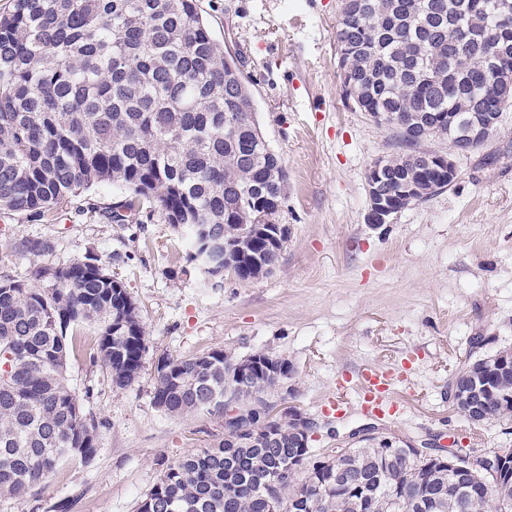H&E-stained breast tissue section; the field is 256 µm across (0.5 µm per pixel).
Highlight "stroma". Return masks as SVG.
Segmentation results:
<instances>
[{
	"label": "stroma",
	"mask_w": 512,
	"mask_h": 512,
	"mask_svg": "<svg viewBox=\"0 0 512 512\" xmlns=\"http://www.w3.org/2000/svg\"><path fill=\"white\" fill-rule=\"evenodd\" d=\"M199 5L243 60L256 119L283 159L288 239L269 274L217 285L188 260L180 227L158 216L105 220L101 209L122 196L107 184L47 220L0 214V275L39 288L38 269L97 259L136 302L146 345L139 378L118 388L93 360L95 328H81L67 379L99 424V452L24 496L0 497V512H136L167 465L224 438L222 417H173L153 401L161 358L213 350L286 359L288 400L320 422L321 455L364 422L419 441L456 437L481 453L512 448V420L472 424L448 396L473 337H486L489 353L512 348V108L481 147L456 157L445 191L374 229L367 173L395 140L341 96L340 0ZM368 367L395 375L387 413L361 406Z\"/></svg>",
	"instance_id": "obj_1"
}]
</instances>
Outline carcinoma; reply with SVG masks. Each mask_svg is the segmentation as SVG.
<instances>
[{"label": "carcinoma", "instance_id": "carcinoma-1", "mask_svg": "<svg viewBox=\"0 0 512 512\" xmlns=\"http://www.w3.org/2000/svg\"><path fill=\"white\" fill-rule=\"evenodd\" d=\"M501 0H340L336 53L341 90L355 110L388 118L398 149L380 157L384 192L397 208L451 185L419 157L408 130L448 140V126L470 112L512 106V23ZM288 173L255 119L241 61L213 38L197 0H12L0 17V211L49 217L69 196L99 184L123 190L115 222L149 205L185 228L197 260L215 237L232 241L235 273L270 272L286 239L281 184ZM224 279V250L202 264ZM33 288L0 276V495L21 497L73 461L98 453V424L66 379L74 327H95L94 359L112 384L140 374L145 351L139 313L106 267L76 261L38 272ZM237 360L222 350L162 359L155 405L170 415L224 414V384ZM477 391L485 421L512 417V351L470 363L451 383ZM283 380L242 395L246 409L270 403ZM465 402V406L474 405ZM227 433L213 448L169 464L138 512H512V464L499 482L464 485L426 456L384 450L381 439L342 440L349 452L297 459L295 428L264 448L262 420ZM364 474L357 489L346 475ZM468 502L461 511L458 504Z\"/></svg>", "mask_w": 512, "mask_h": 512}]
</instances>
